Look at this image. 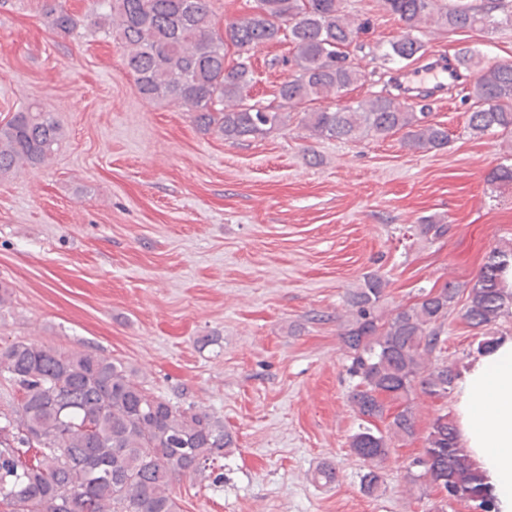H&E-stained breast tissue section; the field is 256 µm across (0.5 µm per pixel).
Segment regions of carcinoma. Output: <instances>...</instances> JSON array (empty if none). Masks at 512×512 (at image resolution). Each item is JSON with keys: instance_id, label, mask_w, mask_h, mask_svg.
<instances>
[{"instance_id": "obj_1", "label": "carcinoma", "mask_w": 512, "mask_h": 512, "mask_svg": "<svg viewBox=\"0 0 512 512\" xmlns=\"http://www.w3.org/2000/svg\"><path fill=\"white\" fill-rule=\"evenodd\" d=\"M95 30L126 48L125 64L146 99L175 101L196 113L197 125L234 143L287 126L285 108L307 106L299 122L313 135L337 141L386 138L404 132L411 150L448 145V128L427 121L407 102L391 95L317 107L339 99L365 74L347 48L360 33L344 13L343 0H256L253 12L216 28L208 0H97ZM402 24V37L389 44L383 60L415 58L424 47L425 24L445 32L512 24V10L499 20L470 0H383ZM50 26L68 35L75 17L44 3ZM293 47L295 74L277 86L278 104L247 102L255 80L252 53L269 44ZM236 48L225 66V49ZM467 97L473 100L468 129L476 136L512 134V64L484 68ZM62 130L51 113L30 103L0 123V176L46 163ZM448 225L424 219L416 235L439 240ZM512 250L493 252L468 287L462 317L480 338L468 356L498 342L493 326L512 314V288L503 273ZM388 280L364 276L349 293L351 320L342 341L357 382L349 400L364 421L349 447L367 464L361 488L379 486V466L389 442L417 435L410 396L415 390L446 398L459 385L457 364L439 358L442 333L460 294L450 283L421 292L412 304L385 316ZM0 376L15 387L16 409L0 412V505L9 512H180L171 483L191 477L231 452L234 440L224 422L209 412L181 408L129 378L125 366L89 350H60L16 341L0 348ZM396 405L390 411L389 405ZM373 420L387 422L373 430ZM36 451L33 458L27 453ZM416 485H432L473 512H493L494 495L461 448L448 414L437 416L425 446L413 459Z\"/></svg>"}]
</instances>
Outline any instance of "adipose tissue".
I'll list each match as a JSON object with an SVG mask.
<instances>
[{
	"instance_id": "1",
	"label": "adipose tissue",
	"mask_w": 512,
	"mask_h": 512,
	"mask_svg": "<svg viewBox=\"0 0 512 512\" xmlns=\"http://www.w3.org/2000/svg\"><path fill=\"white\" fill-rule=\"evenodd\" d=\"M456 413L462 446L492 487L499 512H512V339L464 372Z\"/></svg>"
}]
</instances>
